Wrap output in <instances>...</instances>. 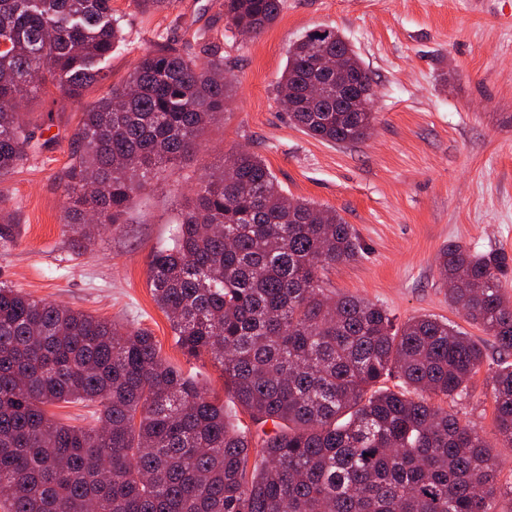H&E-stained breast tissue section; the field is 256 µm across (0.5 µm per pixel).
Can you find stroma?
Segmentation results:
<instances>
[{
	"label": "stroma",
	"instance_id": "35a3bbf8",
	"mask_svg": "<svg viewBox=\"0 0 512 512\" xmlns=\"http://www.w3.org/2000/svg\"><path fill=\"white\" fill-rule=\"evenodd\" d=\"M112 11L124 20V40L105 65L104 83L84 102L120 83L159 39L179 43L201 29L224 38V59L237 79L233 96L205 129L199 151L138 193L123 223L98 227L85 248L63 226L60 181L84 102L34 98L29 109L44 120L51 146L0 181V209L10 214L13 237L0 246V281L150 331L166 364L233 409L217 361L186 356L176 345L148 265L170 243L199 175L247 148L290 198L336 210L355 229L362 253L328 273L330 291L382 305L399 324L433 315L483 339L481 327L449 303L437 257L452 241L512 254V0H283L278 19L254 37L226 28L221 0H176L156 13L112 0ZM325 27L345 37L376 81L375 126L356 144L304 134L277 104L289 45ZM500 357L486 341L471 398L449 406L487 431L489 376Z\"/></svg>",
	"mask_w": 512,
	"mask_h": 512
}]
</instances>
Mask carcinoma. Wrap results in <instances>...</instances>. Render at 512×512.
I'll use <instances>...</instances> for the list:
<instances>
[{
	"label": "carcinoma",
	"instance_id": "obj_1",
	"mask_svg": "<svg viewBox=\"0 0 512 512\" xmlns=\"http://www.w3.org/2000/svg\"><path fill=\"white\" fill-rule=\"evenodd\" d=\"M225 26L260 34L282 0H223ZM123 42L112 0H0V178L25 166L42 124L18 108L51 90L80 101ZM339 55L330 92H300ZM233 87L223 45L195 33L143 54L87 104L63 172L66 227L119 224L134 194L198 151ZM374 79L334 29L288 47L278 102L307 135L359 143L375 115ZM361 250L334 210L295 200L242 150L200 176L172 245L149 281L189 357L209 355L224 389L256 425L165 364L142 328L118 325L0 284V505L6 512H512L495 448L512 447V363L490 376L492 438L435 399L468 396L483 343L430 315L397 325L383 307L323 286ZM448 299L512 353V255L442 248ZM399 379L396 388L383 386ZM98 404L83 429L47 415L56 402ZM260 462L249 466L250 453Z\"/></svg>",
	"mask_w": 512,
	"mask_h": 512
}]
</instances>
